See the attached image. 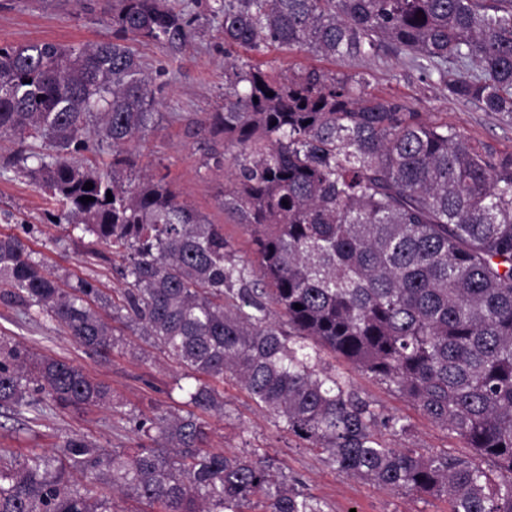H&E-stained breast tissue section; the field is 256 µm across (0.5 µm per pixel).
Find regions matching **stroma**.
Returning <instances> with one entry per match:
<instances>
[{
  "label": "stroma",
  "mask_w": 512,
  "mask_h": 512,
  "mask_svg": "<svg viewBox=\"0 0 512 512\" xmlns=\"http://www.w3.org/2000/svg\"><path fill=\"white\" fill-rule=\"evenodd\" d=\"M191 19L192 38L182 44L144 39L132 47L156 73L159 113L144 138L135 145V175L165 178L181 200L213 224L224 227L228 251L234 259L255 258L249 234L225 214L221 201L231 183L226 161L232 152L198 130L206 113L221 111L225 91V46L221 20L212 15L215 0H170ZM106 0H0V45L51 41L86 45L112 37ZM239 62L260 65L279 80L301 69L327 74L360 76L368 92L400 100L424 120L454 126L470 138L496 149L512 151V122L488 115L478 106L449 98L407 57L391 52L365 60H334L300 50L274 47L257 52L234 49ZM19 146L0 139V234L21 238L37 259L57 277L87 279L111 292L121 288L116 272L119 259L92 252V237L61 220V205L17 170L12 159ZM225 158L216 165L213 152ZM0 333L38 354H49L80 367L112 389V403L85 410H54L34 426L0 417V448L18 453L51 449L68 436L80 434L119 451L135 448L141 437L133 429L137 418L180 409L184 400L176 382L181 371L151 347L136 331L122 328V338L109 358L86 352L44 314L24 316L18 306L0 302ZM325 367L336 370L355 392L385 415L409 426L405 435H385L394 448H412L425 455L466 458V442L430 421L409 400L342 357L324 352ZM224 413L208 418L212 447L228 453L261 449L284 471L296 488L325 505V512H449L446 498L406 489H387L336 469L326 453L305 447L261 411L234 381L219 385Z\"/></svg>",
  "instance_id": "1"
}]
</instances>
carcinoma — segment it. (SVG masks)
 Listing matches in <instances>:
<instances>
[{"mask_svg": "<svg viewBox=\"0 0 512 512\" xmlns=\"http://www.w3.org/2000/svg\"><path fill=\"white\" fill-rule=\"evenodd\" d=\"M215 12L228 47L335 59L388 48L449 98L512 121V0H218ZM109 20L106 42L0 46V138L120 257L125 288L114 298L84 279L64 287L1 234L0 301L37 308L102 356L117 344L101 315L111 311L194 380L191 410L135 421L149 444L128 451L83 435L23 456L1 448L0 512H112L114 492L151 512H244L254 499L264 512H325L258 449L206 446L205 417L224 415L214 381L226 377L351 476L445 496L449 512H512V152L353 77L312 69L283 82L230 57L224 108L200 132L238 148L221 205L256 261H236L224 225L161 179L124 176L160 105L127 41H185L186 14L167 0H112ZM91 133L112 146V171L77 160ZM320 348L393 387L473 457L390 447L384 433L408 425L324 367ZM110 401L72 363L0 336V409L36 423L48 408Z\"/></svg>", "mask_w": 512, "mask_h": 512, "instance_id": "obj_1", "label": "carcinoma"}]
</instances>
